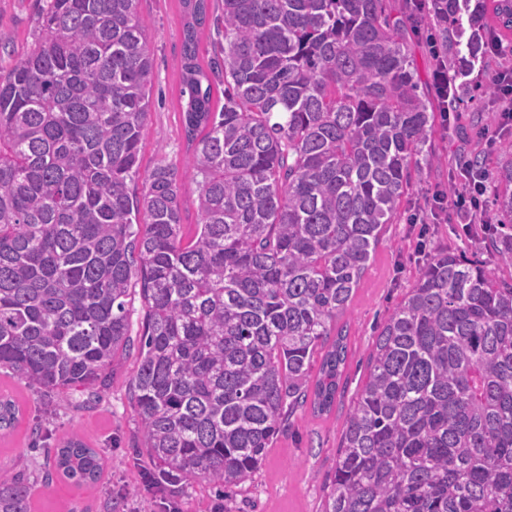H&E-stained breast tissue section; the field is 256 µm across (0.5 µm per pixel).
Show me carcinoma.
I'll use <instances>...</instances> for the list:
<instances>
[{
	"label": "carcinoma",
	"instance_id": "carcinoma-1",
	"mask_svg": "<svg viewBox=\"0 0 512 512\" xmlns=\"http://www.w3.org/2000/svg\"><path fill=\"white\" fill-rule=\"evenodd\" d=\"M192 154L140 178L154 60L140 0H46L34 48L0 74V368L50 395H98L144 316L132 378L153 478L179 494L243 486L305 405L345 388L338 324L413 177L435 113L388 0H179ZM438 53L467 74L512 0H430ZM224 103L214 107L213 92ZM490 172L512 265V143ZM198 222L183 223L184 179ZM142 185H137V182ZM324 512H512V282L435 249L377 327ZM0 399V432L19 424ZM97 484L105 460L73 434L43 449ZM0 512H31L0 466Z\"/></svg>",
	"mask_w": 512,
	"mask_h": 512
}]
</instances>
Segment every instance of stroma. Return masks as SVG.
<instances>
[{"label":"stroma","mask_w":512,"mask_h":512,"mask_svg":"<svg viewBox=\"0 0 512 512\" xmlns=\"http://www.w3.org/2000/svg\"><path fill=\"white\" fill-rule=\"evenodd\" d=\"M141 9L151 20L156 96L142 131L140 172L145 175L162 159L184 166L191 150L179 107V0H141ZM39 10V0H0V42H9L13 49L12 54H0L1 71L11 68L16 55L33 48ZM511 66L508 58H484L468 76L456 112L437 117L431 148L441 163L422 174L400 215L386 226L344 316L350 325L347 385L331 413L318 416L308 407L297 411L269 448L263 466L233 496L218 497L206 482L198 481L175 497L152 483L146 460L138 452L140 419L131 388L134 357L113 366L110 388L89 405L78 396L46 397L0 371V399H18L23 412L17 431L0 437L1 465L30 468L29 433L36 426L42 430V447H56L63 436L75 431L100 450L107 463L103 482L94 487L77 488L61 479L48 488L35 483L34 512H169L173 505L179 512H215L219 506L226 512H322L324 481L334 468L346 415L368 374L375 330L413 285L422 266L416 253L421 226L410 223V214L424 216L434 232V246L452 247L473 261L491 259L482 244L461 236L462 219L452 204L433 207L432 196L439 189L452 190L460 176L455 159L462 152H479L488 168L498 166L502 143L512 141V121L504 117L503 97L485 92L483 86L496 71Z\"/></svg>","instance_id":"1"}]
</instances>
